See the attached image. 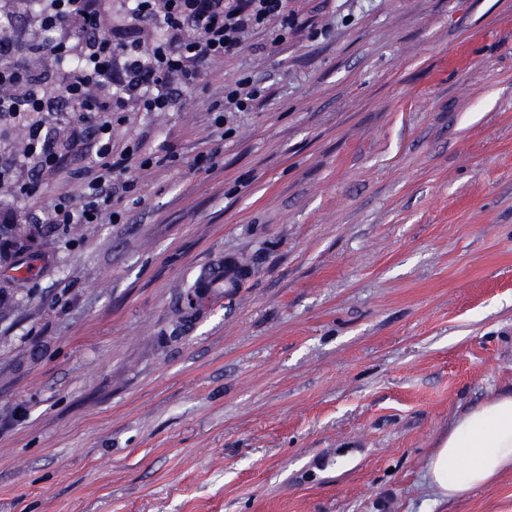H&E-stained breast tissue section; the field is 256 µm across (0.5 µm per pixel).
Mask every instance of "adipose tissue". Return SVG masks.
I'll list each match as a JSON object with an SVG mask.
<instances>
[{
	"label": "adipose tissue",
	"instance_id": "obj_1",
	"mask_svg": "<svg viewBox=\"0 0 512 512\" xmlns=\"http://www.w3.org/2000/svg\"><path fill=\"white\" fill-rule=\"evenodd\" d=\"M512 469V392L458 415L430 455L427 473L441 498L483 487Z\"/></svg>",
	"mask_w": 512,
	"mask_h": 512
}]
</instances>
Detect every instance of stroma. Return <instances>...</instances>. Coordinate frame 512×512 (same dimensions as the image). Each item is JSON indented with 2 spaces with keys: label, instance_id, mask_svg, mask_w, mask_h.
Masks as SVG:
<instances>
[{
  "label": "stroma",
  "instance_id": "stroma-1",
  "mask_svg": "<svg viewBox=\"0 0 512 512\" xmlns=\"http://www.w3.org/2000/svg\"><path fill=\"white\" fill-rule=\"evenodd\" d=\"M176 112H116L134 191L80 203L102 141L0 188V512H512V470L439 498L452 420L512 390V0H292ZM272 97L223 111L225 83ZM37 180L34 197L21 183ZM253 260L242 287L188 289ZM127 160V155L121 152L116 160L104 163V172L89 182V192L80 206H74L66 200L60 201L54 208L53 224H69L71 228L78 224H93L101 218L108 203L114 199L118 201L125 193L133 191V182L126 181L120 186L112 183L111 173L122 166L125 169Z\"/></svg>",
  "mask_w": 512,
  "mask_h": 512
}]
</instances>
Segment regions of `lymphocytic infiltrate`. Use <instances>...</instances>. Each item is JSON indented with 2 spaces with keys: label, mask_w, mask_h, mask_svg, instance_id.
<instances>
[{
  "label": "lymphocytic infiltrate",
  "mask_w": 512,
  "mask_h": 512,
  "mask_svg": "<svg viewBox=\"0 0 512 512\" xmlns=\"http://www.w3.org/2000/svg\"><path fill=\"white\" fill-rule=\"evenodd\" d=\"M291 0H133L121 16H113L112 0H0V15L31 13L41 28L53 31L46 42L21 43L0 37V117L56 112L61 104L74 111L95 113V132L109 134L111 112L132 107L137 112H169L183 91L196 82L212 61L236 54L245 34L279 25L276 43L298 28ZM146 27H159L162 40L140 50L137 36ZM39 55L56 72L55 85L31 76L18 58ZM110 155L103 172L88 184L81 205L60 201L54 208L58 224H92L108 203L134 188L115 184L114 169L126 154Z\"/></svg>",
  "instance_id": "lymphocytic-infiltrate-1"
}]
</instances>
